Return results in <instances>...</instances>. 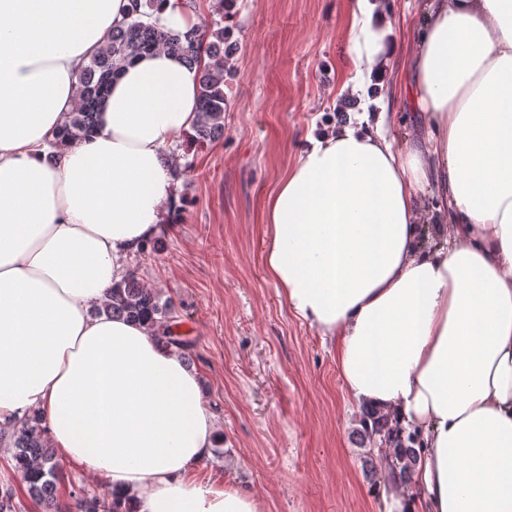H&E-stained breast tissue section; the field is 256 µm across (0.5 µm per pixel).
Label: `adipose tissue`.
<instances>
[{"label": "adipose tissue", "mask_w": 512, "mask_h": 512, "mask_svg": "<svg viewBox=\"0 0 512 512\" xmlns=\"http://www.w3.org/2000/svg\"><path fill=\"white\" fill-rule=\"evenodd\" d=\"M131 0H0V427L32 413L48 447L136 512H259L193 475L215 421L152 330L92 315L161 229L167 145L196 121V68L146 54L113 81L88 139L50 145L78 70ZM361 90L397 52L387 0H355ZM407 97L425 133L394 148L389 105L312 138L263 206L264 264L336 349L345 386L423 445L421 495L395 512H512V0H428ZM434 185L444 238L419 244Z\"/></svg>", "instance_id": "ef3b65f1"}]
</instances>
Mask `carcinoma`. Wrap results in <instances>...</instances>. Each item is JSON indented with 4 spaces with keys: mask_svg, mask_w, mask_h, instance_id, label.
I'll list each match as a JSON object with an SVG mask.
<instances>
[{
    "mask_svg": "<svg viewBox=\"0 0 512 512\" xmlns=\"http://www.w3.org/2000/svg\"><path fill=\"white\" fill-rule=\"evenodd\" d=\"M133 7L127 18L112 30L107 42L89 62L82 66L76 77L78 105L68 114L59 130L58 140L73 144L88 138L96 126L99 106L112 81L123 67L139 55L158 49L168 50L189 65L198 66L199 99L197 118L192 139L201 143L224 137V111L227 97L224 85L232 76L228 66L232 47L227 45L230 31L216 23V27L192 26L183 34L169 35L154 18L160 0H132ZM209 62L202 64L203 57ZM170 303H160L154 292L129 276L112 286L105 299L94 306V313L124 317L130 322L143 323L149 328L162 329V343L177 351L191 347L173 329L168 320ZM362 432L366 439L376 433L385 435L391 449L387 460V474L402 482L411 479L418 452L406 445L403 428L389 423V418L373 408L363 411ZM14 469L27 484L30 496L51 510L54 501L59 463L54 449L47 446L41 420L28 417L13 426L9 434ZM125 497L112 492L109 500L82 496L77 499L78 512H120Z\"/></svg>",
    "mask_w": 512,
    "mask_h": 512,
    "instance_id": "carcinoma-1",
    "label": "carcinoma"
}]
</instances>
